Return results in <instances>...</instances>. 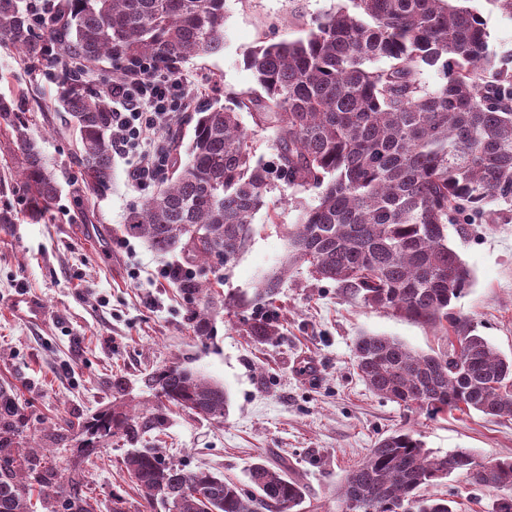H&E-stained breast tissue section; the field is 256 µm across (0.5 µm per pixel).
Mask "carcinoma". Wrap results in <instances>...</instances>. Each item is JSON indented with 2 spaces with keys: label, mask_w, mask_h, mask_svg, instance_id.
Listing matches in <instances>:
<instances>
[{
  "label": "carcinoma",
  "mask_w": 512,
  "mask_h": 512,
  "mask_svg": "<svg viewBox=\"0 0 512 512\" xmlns=\"http://www.w3.org/2000/svg\"><path fill=\"white\" fill-rule=\"evenodd\" d=\"M469 0H342L306 35L243 51L256 85L204 98L185 160L126 217L123 231L154 251L180 250L188 265L245 249L271 193L284 184L316 194L290 235L289 264L332 281L367 307L444 331L448 348L420 354L384 335L359 337L358 374L375 394L409 411L437 416L478 411L512 418V359L503 358L453 301L472 272L448 244V225L469 224L495 202L512 205V70L489 50V34ZM225 0H63L38 26L28 0H0V41L27 61H64L57 99L79 145L82 192L112 185V107L87 87L97 64L143 61L173 72L187 60L224 49ZM386 61L379 66L377 62ZM440 78L435 89L426 70ZM22 90L0 95V120L20 150L28 218L51 214L60 186L28 136ZM271 132L272 158L256 154L243 125ZM178 287L199 296L208 287L178 269ZM259 341L277 335L264 318L243 320ZM155 412L106 409L85 426L84 463L101 442H137L163 427L174 406L207 420L224 417V387L181 365L149 374ZM19 402L0 391V512H95V497L16 445ZM139 492L137 512H298L305 486L281 466L261 461L242 484L208 469L186 470L161 449L134 448L122 460ZM453 475L471 487L512 490V458L480 463L467 448L443 454L408 430L395 431L350 470L338 492L341 512H452L423 491Z\"/></svg>",
  "instance_id": "obj_1"
}]
</instances>
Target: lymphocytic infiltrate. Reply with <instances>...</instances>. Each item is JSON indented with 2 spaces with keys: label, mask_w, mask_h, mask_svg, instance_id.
Returning <instances> with one entry per match:
<instances>
[{
  "label": "lymphocytic infiltrate",
  "mask_w": 512,
  "mask_h": 512,
  "mask_svg": "<svg viewBox=\"0 0 512 512\" xmlns=\"http://www.w3.org/2000/svg\"><path fill=\"white\" fill-rule=\"evenodd\" d=\"M100 92L112 101L113 152L129 156L128 175L137 186H149L164 155L157 135L174 113L187 109L188 83L144 63L103 83Z\"/></svg>",
  "instance_id": "lymphocytic-infiltrate-1"
}]
</instances>
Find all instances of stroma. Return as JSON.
I'll use <instances>...</instances> for the list:
<instances>
[{
    "mask_svg": "<svg viewBox=\"0 0 512 512\" xmlns=\"http://www.w3.org/2000/svg\"><path fill=\"white\" fill-rule=\"evenodd\" d=\"M339 0H226L224 50L183 63L195 97L223 99L225 91L252 87L242 63L245 49L305 36L313 19L334 12ZM489 34V48L512 62V15L489 0H473ZM23 87L32 108L29 134L59 182L52 215L40 223L25 216L26 191L13 135L0 128V389L14 394L26 424L20 447L54 452L59 468L72 472L109 512L113 493L137 502L120 462L128 450L115 438L95 465L82 461L81 426L99 411L153 407L144 380L154 369L179 364L217 381L229 396L222 422L170 413L161 446L186 469H208L245 481L249 466L264 458L286 465L306 488L302 512H338L337 494L348 471L376 441L392 431L416 430L426 448L472 449L481 461L512 457V418L474 412L437 417L404 410L374 394L357 375L353 346L364 333L391 336L420 353L445 349L433 328L362 305L336 283L312 278L306 267H289L274 308L250 305L232 314L224 297H254L263 281L288 266V233L311 192L283 186L278 223L256 214L255 232L228 269L218 297L186 300L165 269L181 257L152 251L127 237L130 209L141 206L153 187L128 178V160L112 157V186L83 199L74 137L68 115L58 109L56 87L33 70L16 50L0 44V95ZM487 221L450 227L449 244L466 261L474 281L453 304L478 334L512 357V206L498 203ZM40 299L45 316L30 324L12 316L8 302L17 292ZM207 309L211 338L193 331L191 315ZM273 316L280 334L269 342L248 336L243 319ZM126 383L112 390L113 377ZM454 500L457 512H491L501 493L476 489L451 476L437 487Z\"/></svg>",
    "mask_w": 512,
    "mask_h": 512,
    "instance_id": "obj_1",
    "label": "stroma"
}]
</instances>
